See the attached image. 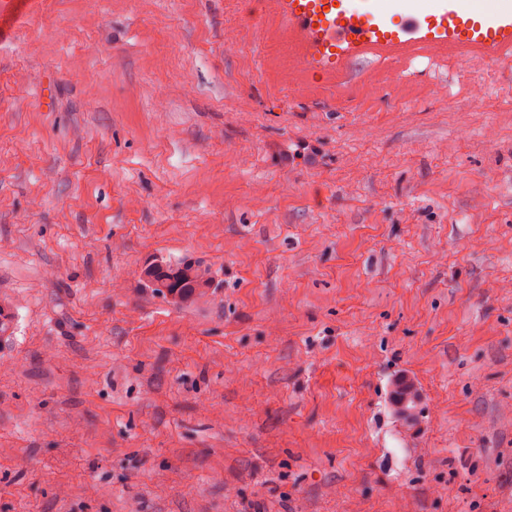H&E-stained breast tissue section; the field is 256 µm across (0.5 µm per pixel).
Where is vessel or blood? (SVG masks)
I'll use <instances>...</instances> for the list:
<instances>
[{
    "mask_svg": "<svg viewBox=\"0 0 512 512\" xmlns=\"http://www.w3.org/2000/svg\"><path fill=\"white\" fill-rule=\"evenodd\" d=\"M289 30V50L310 74L335 72L334 56L378 47L416 44L471 45L496 50L512 44V5L495 0L478 18L461 14L455 0H416L393 17L383 0L354 8L347 0H279Z\"/></svg>",
    "mask_w": 512,
    "mask_h": 512,
    "instance_id": "vessel-or-blood-1",
    "label": "vessel or blood"
}]
</instances>
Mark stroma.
I'll return each mask as SVG.
<instances>
[{"label":"stroma","instance_id":"1","mask_svg":"<svg viewBox=\"0 0 512 512\" xmlns=\"http://www.w3.org/2000/svg\"><path fill=\"white\" fill-rule=\"evenodd\" d=\"M287 47L0 0V512H512V45ZM186 254L206 296L143 288Z\"/></svg>","mask_w":512,"mask_h":512}]
</instances>
